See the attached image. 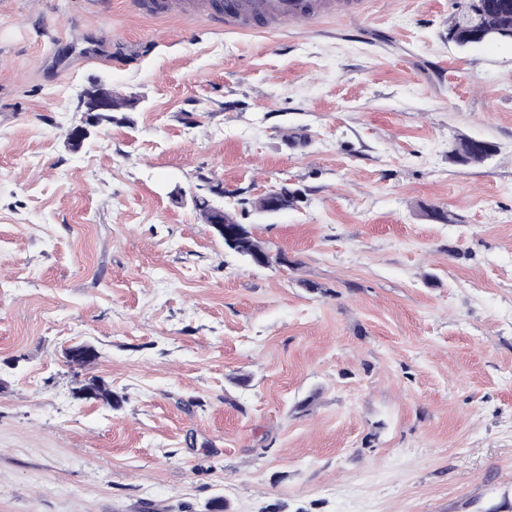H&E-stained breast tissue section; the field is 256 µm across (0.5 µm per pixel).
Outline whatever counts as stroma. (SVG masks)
<instances>
[{
	"instance_id": "obj_1",
	"label": "stroma",
	"mask_w": 512,
	"mask_h": 512,
	"mask_svg": "<svg viewBox=\"0 0 512 512\" xmlns=\"http://www.w3.org/2000/svg\"><path fill=\"white\" fill-rule=\"evenodd\" d=\"M465 3L0 0V512H512V44L450 41ZM94 81L139 103L73 152ZM217 184L287 265L225 248ZM171 1H180L193 20L219 25L224 29L248 31L264 24L281 30L288 23L306 22L340 14L363 12L364 0H139L140 10L159 14ZM272 195L278 198L279 206L277 209L279 211L293 207L297 200L295 191L288 186V183L283 182L276 186L273 192L261 196L256 202V208L260 211H267L271 205Z\"/></svg>"
}]
</instances>
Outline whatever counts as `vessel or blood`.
Listing matches in <instances>:
<instances>
[{
  "mask_svg": "<svg viewBox=\"0 0 512 512\" xmlns=\"http://www.w3.org/2000/svg\"><path fill=\"white\" fill-rule=\"evenodd\" d=\"M191 19L227 29L248 31L258 25L272 30L363 11L365 0H181Z\"/></svg>",
  "mask_w": 512,
  "mask_h": 512,
  "instance_id": "1",
  "label": "vessel or blood"
}]
</instances>
